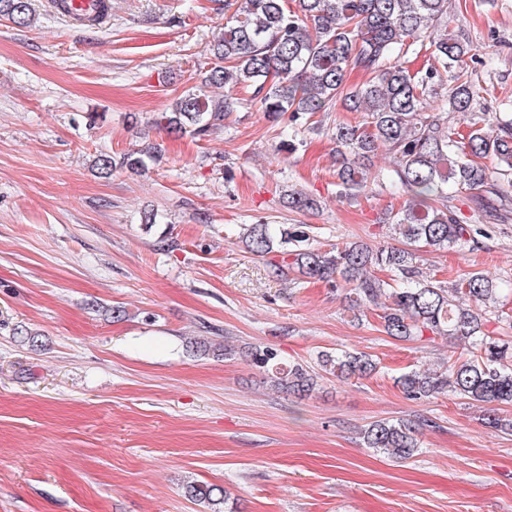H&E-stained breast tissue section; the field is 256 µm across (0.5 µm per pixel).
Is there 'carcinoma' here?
Instances as JSON below:
<instances>
[{
	"instance_id": "cac0c4a2",
	"label": "carcinoma",
	"mask_w": 512,
	"mask_h": 512,
	"mask_svg": "<svg viewBox=\"0 0 512 512\" xmlns=\"http://www.w3.org/2000/svg\"><path fill=\"white\" fill-rule=\"evenodd\" d=\"M235 13L211 44V66L200 85L176 98L157 125L170 134H205L222 125L237 108L232 94L209 95L208 88L252 87L264 111L289 114L293 122L309 119L340 105L361 113L356 125L336 124V185L353 194L368 180L365 160L380 149L393 157V172L408 199L389 217L398 230L400 247L374 249L356 242L326 250L307 243L302 231L280 224H248L240 236L254 255L277 252L278 277L293 271L303 278L350 286L351 310L380 309L383 332L411 340L429 332L463 345L469 356L448 361L442 371L410 369L395 379L409 400L429 401L441 394L469 400L484 408L485 424L512 434V418L502 407L512 405V340L491 336L471 305L498 302L494 280L478 271L448 287L424 274L422 254L462 249L477 229L448 209V187L483 190L477 209L497 210L508 198L499 182L512 188V118L483 127L473 120L468 134L455 136L448 123L424 112L436 86L450 85L445 105L467 116L485 89L468 72L471 45L450 28L448 0H234ZM31 0H0V18L19 27L35 21ZM428 47L434 64L413 71L406 56L415 46ZM359 69L369 79L353 88L346 73ZM494 162L493 168L481 163ZM160 161L156 148L101 154L99 174L116 169L145 172ZM387 271L381 279L376 271ZM254 364L267 370L272 387L305 395L319 375L301 364L285 366L270 348L253 353ZM320 370L338 379L367 378L376 370L368 355L341 351L323 353ZM419 425L404 420H377L361 430L366 447L396 460L415 457ZM188 496L221 502L225 491L207 483H190Z\"/></svg>"
}]
</instances>
